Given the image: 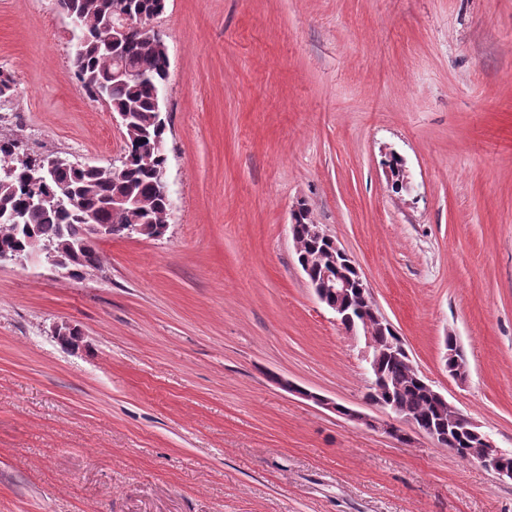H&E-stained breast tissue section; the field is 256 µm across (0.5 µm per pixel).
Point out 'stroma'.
<instances>
[{"label": "stroma", "mask_w": 512, "mask_h": 512, "mask_svg": "<svg viewBox=\"0 0 512 512\" xmlns=\"http://www.w3.org/2000/svg\"><path fill=\"white\" fill-rule=\"evenodd\" d=\"M154 24L168 229L99 242L79 279L0 267V512H512V482L273 380L366 408L364 340L297 262L303 203L419 373L512 453V0H167ZM75 43L55 0H0V139L107 166L122 133Z\"/></svg>", "instance_id": "35a3bbf8"}]
</instances>
